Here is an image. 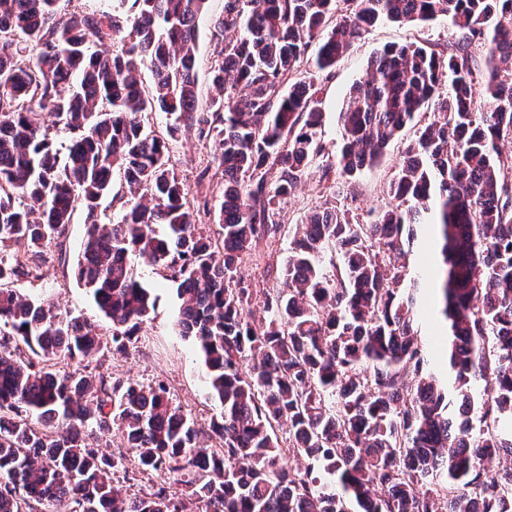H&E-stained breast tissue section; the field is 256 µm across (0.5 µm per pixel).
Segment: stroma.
<instances>
[{"instance_id": "1", "label": "stroma", "mask_w": 512, "mask_h": 512, "mask_svg": "<svg viewBox=\"0 0 512 512\" xmlns=\"http://www.w3.org/2000/svg\"><path fill=\"white\" fill-rule=\"evenodd\" d=\"M450 31L446 23L430 27L410 24L380 23L369 28L356 40L337 62L330 76L322 82L325 118L321 142L326 155H335L341 142L338 117L348 102L350 86L365 72L371 56L384 46L408 42L443 43ZM415 128L404 130L388 149L386 163L364 171L356 180L344 184L320 180L318 172H310L299 185L294 196L285 204L281 214V231L271 246H260L259 263L248 264L241 275L255 288H269L273 279L266 275L267 263L282 265L288 258L289 242L294 228L305 215L323 205L344 204L345 208L366 214L370 208L383 205V189L391 177L393 166L399 161L406 145L415 138ZM186 189L195 190L196 177L202 169H209L214 183L224 181L221 169L215 167L213 150L209 143L199 140L195 133L180 136L171 153ZM85 226L82 216H75L68 228L64 252L47 248L50 274L45 278L32 275L17 278L14 289L22 295L51 303L61 312L80 314L95 324L104 319L92 304L86 290L73 272V264L83 248ZM134 274L158 297L156 309L144 324L137 341L127 353L116 354L102 349L93 358L100 372L116 377H130L143 384L164 382L173 405L195 419L200 429H207L217 409L210 399L205 384V367L191 338L179 335L174 324L178 317L179 301L176 287L165 280L163 270L149 265L139 255H131Z\"/></svg>"}]
</instances>
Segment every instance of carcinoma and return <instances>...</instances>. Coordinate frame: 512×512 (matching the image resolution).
<instances>
[{
  "label": "carcinoma",
  "instance_id": "obj_1",
  "mask_svg": "<svg viewBox=\"0 0 512 512\" xmlns=\"http://www.w3.org/2000/svg\"><path fill=\"white\" fill-rule=\"evenodd\" d=\"M114 2L0 0V512H512V0H225L211 30L221 96L206 106L192 63L208 0ZM444 20L443 44L373 54L324 158L322 85L302 68L331 70L378 23ZM429 107L371 222L315 209L276 287L242 280L311 168L351 180ZM153 112L172 119L165 132L145 126ZM185 128L224 171L214 236L197 227L208 200H190L171 163ZM116 174L128 199L105 224ZM78 208L74 276L114 351L156 305L129 256L177 285L179 333L219 403L211 443L163 384L70 369L99 352L98 327L9 287L43 274ZM423 288L442 329L430 338ZM114 429L118 450L88 442ZM130 463L181 489L118 485Z\"/></svg>",
  "mask_w": 512,
  "mask_h": 512
}]
</instances>
